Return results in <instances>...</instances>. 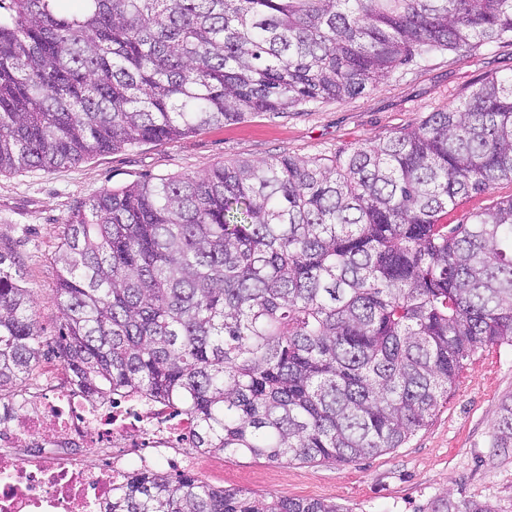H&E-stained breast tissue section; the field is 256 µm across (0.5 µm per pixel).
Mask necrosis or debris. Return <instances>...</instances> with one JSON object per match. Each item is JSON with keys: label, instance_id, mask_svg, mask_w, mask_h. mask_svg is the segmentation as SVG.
Instances as JSON below:
<instances>
[{"label": "necrosis or debris", "instance_id": "necrosis-or-debris-1", "mask_svg": "<svg viewBox=\"0 0 512 512\" xmlns=\"http://www.w3.org/2000/svg\"><path fill=\"white\" fill-rule=\"evenodd\" d=\"M194 445L179 407L45 381L0 419V512H105L130 467L195 473Z\"/></svg>", "mask_w": 512, "mask_h": 512}]
</instances>
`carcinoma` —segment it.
I'll return each mask as SVG.
<instances>
[{"mask_svg": "<svg viewBox=\"0 0 512 512\" xmlns=\"http://www.w3.org/2000/svg\"><path fill=\"white\" fill-rule=\"evenodd\" d=\"M0 0V173L342 102L415 57L512 41V0ZM512 74L345 157L103 190L55 254L58 335L0 250V410L51 341L72 384L195 418L196 448L353 462L402 447L478 350L512 345ZM496 447H512V396ZM109 512H349L133 472ZM431 512H492L442 498ZM512 196V182L499 181L494 187L484 193L474 194L463 199L453 209H448V215L443 216L442 224H465L471 213L491 206L497 200Z\"/></svg>", "mask_w": 512, "mask_h": 512, "instance_id": "obj_1", "label": "carcinoma"}]
</instances>
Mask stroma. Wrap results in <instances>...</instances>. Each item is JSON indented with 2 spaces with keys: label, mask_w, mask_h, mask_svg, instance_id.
I'll list each match as a JSON object with an SVG mask.
<instances>
[{
  "label": "stroma",
  "mask_w": 512,
  "mask_h": 512,
  "mask_svg": "<svg viewBox=\"0 0 512 512\" xmlns=\"http://www.w3.org/2000/svg\"><path fill=\"white\" fill-rule=\"evenodd\" d=\"M512 72V42L484 44L463 57L444 53L398 66L377 87L339 103L316 102L276 120L253 114L184 136L97 153L59 169L0 174V250L12 253L36 299L43 336L56 335L58 235L76 206L104 189L145 177L198 175L238 159L289 154L345 156L417 126L458 104L479 83ZM512 395V346L479 350L429 424L388 453L344 465L273 463L203 455L199 479L272 498L333 501L351 512H429L438 498L512 512V450L494 446L503 398Z\"/></svg>",
  "instance_id": "obj_1"
}]
</instances>
